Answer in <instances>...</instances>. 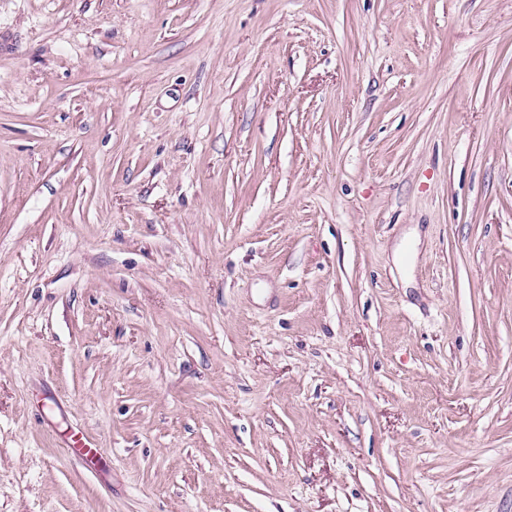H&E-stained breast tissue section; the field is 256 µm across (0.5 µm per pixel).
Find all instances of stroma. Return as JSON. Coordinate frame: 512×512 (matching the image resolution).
<instances>
[{
  "label": "stroma",
  "mask_w": 512,
  "mask_h": 512,
  "mask_svg": "<svg viewBox=\"0 0 512 512\" xmlns=\"http://www.w3.org/2000/svg\"><path fill=\"white\" fill-rule=\"evenodd\" d=\"M0 512H512V0H0Z\"/></svg>",
  "instance_id": "35a3bbf8"
}]
</instances>
